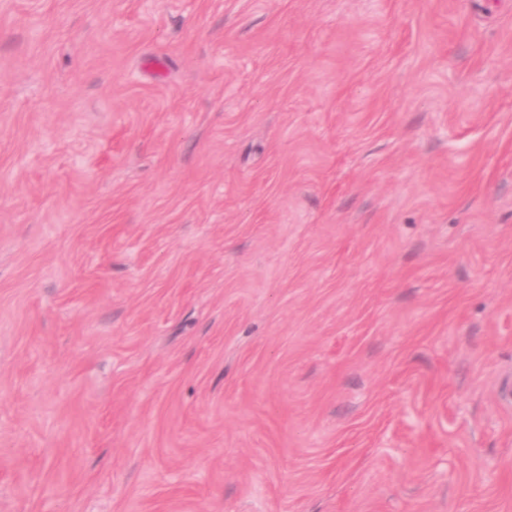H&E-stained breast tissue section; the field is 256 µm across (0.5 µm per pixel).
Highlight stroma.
<instances>
[{
    "label": "stroma",
    "mask_w": 512,
    "mask_h": 512,
    "mask_svg": "<svg viewBox=\"0 0 512 512\" xmlns=\"http://www.w3.org/2000/svg\"><path fill=\"white\" fill-rule=\"evenodd\" d=\"M0 512H512V0H0Z\"/></svg>",
    "instance_id": "obj_1"
}]
</instances>
